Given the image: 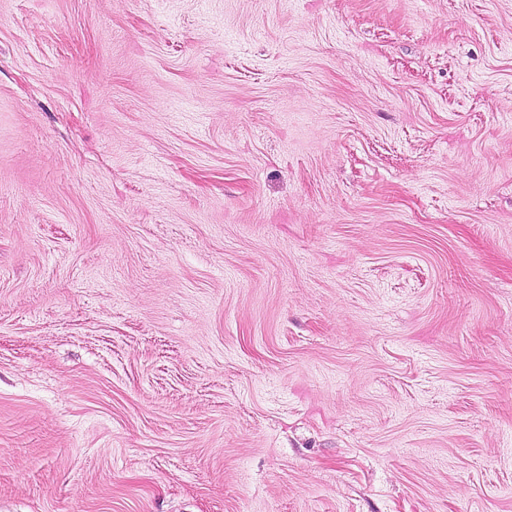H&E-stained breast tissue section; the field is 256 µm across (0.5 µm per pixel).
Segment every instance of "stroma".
<instances>
[{"label":"stroma","mask_w":512,"mask_h":512,"mask_svg":"<svg viewBox=\"0 0 512 512\" xmlns=\"http://www.w3.org/2000/svg\"><path fill=\"white\" fill-rule=\"evenodd\" d=\"M0 512H512V0H0Z\"/></svg>","instance_id":"obj_1"}]
</instances>
